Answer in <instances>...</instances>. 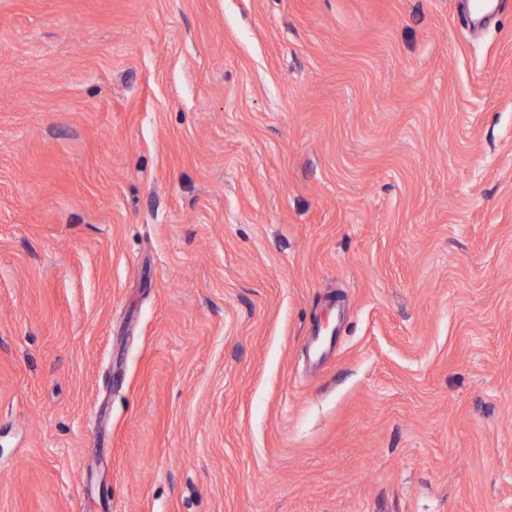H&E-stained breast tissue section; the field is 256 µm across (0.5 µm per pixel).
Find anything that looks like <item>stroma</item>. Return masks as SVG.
<instances>
[{"label":"stroma","instance_id":"1","mask_svg":"<svg viewBox=\"0 0 512 512\" xmlns=\"http://www.w3.org/2000/svg\"><path fill=\"white\" fill-rule=\"evenodd\" d=\"M462 7L0 0V512H512V0Z\"/></svg>","mask_w":512,"mask_h":512}]
</instances>
